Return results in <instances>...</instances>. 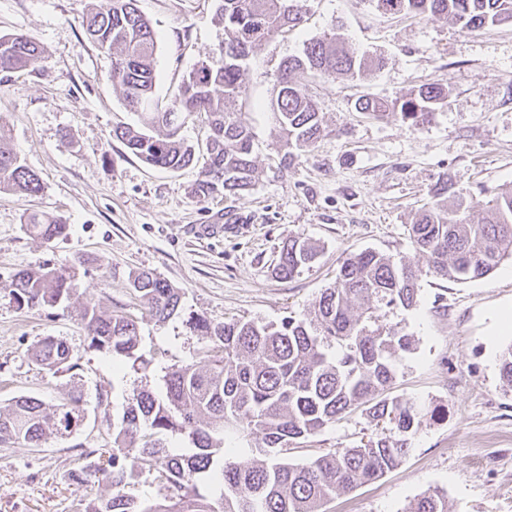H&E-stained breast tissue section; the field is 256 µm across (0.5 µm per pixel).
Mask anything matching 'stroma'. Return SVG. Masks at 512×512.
<instances>
[{"mask_svg":"<svg viewBox=\"0 0 512 512\" xmlns=\"http://www.w3.org/2000/svg\"><path fill=\"white\" fill-rule=\"evenodd\" d=\"M100 0H0V36L25 33L44 49L34 68L0 72V133L41 181L39 193L0 191V406L33 396L53 405L80 398L79 431L41 448L0 446V512H83L107 497L105 485L77 487L69 474L82 451L112 449V424L133 391L162 393L175 364H203L207 337L182 318L159 323L128 286L149 270L179 288L185 312L222 322L259 323L306 315L329 287L346 254L366 249L413 257L408 229L441 181L463 190L467 218L480 223L483 201L512 186V22L464 29L444 18L377 11L369 0H310L305 23L263 43L250 56L236 103L255 139L252 187L214 199L195 196L196 168H152L114 138L137 117L112 84L111 60L87 37L82 19ZM157 34L155 96L169 102L198 61L224 40L214 0H139ZM340 26L354 51L384 57L362 78L333 80L297 73L317 100L328 130L285 159L269 108L281 61L305 41ZM440 85L448 103L428 125L355 112L367 95L394 99ZM63 216L65 236H29L25 216ZM204 224L222 233L195 235ZM320 250L311 267L288 280L272 267L291 236ZM88 259L78 292L106 310L131 315L140 329L141 362L92 347L76 316L57 307L21 309L8 285L19 270ZM512 308V259L484 278L421 281L416 307L391 315L414 339L397 364L391 395L421 409L412 450L396 469L338 492L327 512H402L427 489L448 496L450 512H512V391L504 390L499 355L512 332L495 312ZM49 336L64 338L75 366L52 373L30 352ZM375 426L354 411L284 452L304 463L359 445Z\"/></svg>","mask_w":512,"mask_h":512,"instance_id":"obj_1","label":"stroma"}]
</instances>
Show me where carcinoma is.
Masks as SVG:
<instances>
[{
	"instance_id": "obj_1",
	"label": "carcinoma",
	"mask_w": 512,
	"mask_h": 512,
	"mask_svg": "<svg viewBox=\"0 0 512 512\" xmlns=\"http://www.w3.org/2000/svg\"><path fill=\"white\" fill-rule=\"evenodd\" d=\"M138 0H102L83 20L96 46L112 61V83L141 126H117L113 136L149 166L178 171L198 161L196 147L178 136L188 121L204 118L209 128L206 159L194 194L203 199L236 194L254 178L253 133L243 113L228 104L246 97L242 81L253 48L306 21L309 0H215L217 21L224 25V44L211 59L183 78L174 100L163 106L154 98L157 40ZM391 15L446 17L463 28L512 21V0H373ZM44 49L27 34L0 36V71L34 66ZM383 60L349 50L336 34L313 38L301 52L283 60L270 99L277 135L284 147H311L324 135L317 101L295 80L309 70L325 77L363 76ZM448 104L439 86H421L392 101L359 97L355 111L376 118L391 116L417 128ZM38 175L0 142V189L33 195ZM470 203L460 190L443 183L417 211L410 227L415 254L427 268L409 258L396 259L373 250L351 253L336 270L333 286L323 290L308 316L283 317L277 323L230 320L212 322L189 314L185 325L206 336L205 366L178 365L165 376V393L134 392L121 421L113 427L112 453L79 465L82 485L104 482L112 495L92 499L84 512H324L339 491H351L398 467L407 457L410 436L419 425L417 405L389 397L396 365L412 348L411 337L386 317L417 305L424 274L467 282L489 274L512 257V188L484 204L482 223L472 224ZM26 232L47 243L66 235L58 216L33 212ZM318 248L309 239L291 236L280 248L275 274L289 279L309 266ZM75 266L18 271L10 295L18 308L59 306L73 310L91 345L114 357L132 358L139 349L137 322L122 311H106L76 295ZM129 287L159 322L180 314L181 296L167 280L142 271ZM336 343L340 354L326 347ZM31 357L52 371L71 364L67 342L43 339ZM500 379L512 390V344L499 358ZM361 409L380 431L354 448H338L304 464L278 459L276 448L312 435L345 414ZM80 400L50 407L21 396L0 410V445L40 448L53 436L71 435L80 425ZM238 434L244 453L224 448V432ZM186 435L196 451H171L170 439ZM262 437V445L251 439ZM151 463L157 479L174 494L162 503L142 502L125 487L133 476L130 459ZM219 477L224 494L214 500L201 492L209 477ZM405 512H449L448 497L438 488L414 499Z\"/></svg>"
}]
</instances>
